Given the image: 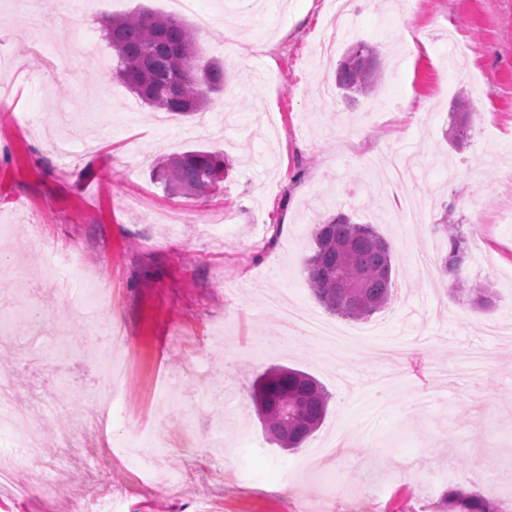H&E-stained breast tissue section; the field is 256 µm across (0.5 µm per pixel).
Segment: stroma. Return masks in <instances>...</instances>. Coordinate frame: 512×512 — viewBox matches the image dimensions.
Returning <instances> with one entry per match:
<instances>
[{
    "mask_svg": "<svg viewBox=\"0 0 512 512\" xmlns=\"http://www.w3.org/2000/svg\"><path fill=\"white\" fill-rule=\"evenodd\" d=\"M334 2L198 0L213 17L197 33L201 55L226 69L205 107L217 125L204 129L196 114L156 126V110H126L135 97L111 71L66 67L77 37L112 61L104 18L167 15L169 0H88L73 18L62 17L61 0H37L56 23L53 40L0 69V222L16 227L0 265L32 277L49 250L109 282L105 311L130 338L129 367L110 423L95 425L97 343L81 298L64 302L51 287L19 296L84 342L67 350L46 335L0 338V368L19 401H61L43 411L36 454L14 473L30 487L54 479L58 497L0 495V512H66L95 501L106 481L112 512H195L200 498L212 512H423L461 485L512 502V485L474 476L485 448L512 457V368L474 372L453 356L483 345L489 324L512 330V223L499 221L512 210V0H394L386 12L351 0L348 35L322 59ZM229 10L241 20L235 41L224 36ZM20 39L40 41L21 0H0V50ZM359 41L380 52L375 92L325 107L323 87ZM462 90L472 116L459 149L446 132ZM21 112L40 117L41 136L15 123ZM60 139L70 155L55 150ZM411 144L419 165L398 193L419 201L414 223L370 173ZM188 150L227 156L219 192L170 196L154 180L159 156ZM170 207L187 215L175 235ZM448 209L482 257L465 275L494 290L492 308L460 302L436 264L447 241L435 225ZM226 211L235 223L208 231ZM340 213L394 245L395 286L368 318L380 328L373 348L329 359L303 331L283 335L268 298L285 288L316 308L303 260L315 225ZM434 365L450 378L434 377ZM274 366L308 372L331 396L305 442L340 436L323 473H294L298 451L264 434L250 389ZM63 420L77 422L81 455L59 446Z\"/></svg>",
    "mask_w": 512,
    "mask_h": 512,
    "instance_id": "35a3bbf8",
    "label": "stroma"
}]
</instances>
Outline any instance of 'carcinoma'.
<instances>
[{
	"mask_svg": "<svg viewBox=\"0 0 512 512\" xmlns=\"http://www.w3.org/2000/svg\"><path fill=\"white\" fill-rule=\"evenodd\" d=\"M105 37L116 60L114 75L145 105L175 115L200 111L206 95L223 90L224 65L201 62L193 28L185 21L147 9L113 16L103 22ZM379 54L359 42L339 63L336 86L345 95H368L378 82ZM451 133L465 135L469 98L462 93ZM230 164L224 155L190 150L163 158L153 171L170 194L203 197L216 180H224ZM448 242L440 259L441 273L451 281L457 296L465 295L475 308L492 303L487 288L469 287L460 278L467 245L459 224L444 215L439 225ZM306 281L314 298L326 311L362 319L384 308L394 284L390 244L371 224H357L340 213L318 225L314 247L304 264ZM254 399L266 433L286 450L299 448L325 419L330 395L312 376L296 369L273 368L254 382ZM432 512H506L478 491L461 486L447 490Z\"/></svg>",
	"mask_w": 512,
	"mask_h": 512,
	"instance_id": "carcinoma-1",
	"label": "carcinoma"
}]
</instances>
